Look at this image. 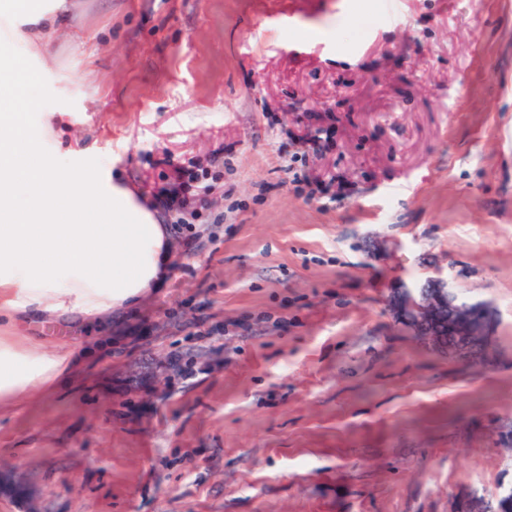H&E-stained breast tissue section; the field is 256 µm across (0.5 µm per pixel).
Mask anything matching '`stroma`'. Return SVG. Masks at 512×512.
Masks as SVG:
<instances>
[{"label": "stroma", "instance_id": "1", "mask_svg": "<svg viewBox=\"0 0 512 512\" xmlns=\"http://www.w3.org/2000/svg\"><path fill=\"white\" fill-rule=\"evenodd\" d=\"M27 88L156 199L162 287L16 314L69 370L0 398V512H492L512 488V0H67ZM496 313L444 353L391 307Z\"/></svg>", "mask_w": 512, "mask_h": 512}]
</instances>
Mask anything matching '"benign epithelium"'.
Listing matches in <instances>:
<instances>
[{
	"label": "benign epithelium",
	"instance_id": "7a95c632",
	"mask_svg": "<svg viewBox=\"0 0 512 512\" xmlns=\"http://www.w3.org/2000/svg\"><path fill=\"white\" fill-rule=\"evenodd\" d=\"M398 318L423 340L452 354L469 353V345L487 346L494 321L492 307L484 302L462 303L448 291V282L430 279V290L416 298L400 294L393 303Z\"/></svg>",
	"mask_w": 512,
	"mask_h": 512
}]
</instances>
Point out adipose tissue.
<instances>
[{
  "mask_svg": "<svg viewBox=\"0 0 512 512\" xmlns=\"http://www.w3.org/2000/svg\"><path fill=\"white\" fill-rule=\"evenodd\" d=\"M0 19L8 40L53 63L61 9L0 0ZM18 77V60L0 52V316H109L166 281L170 227L110 168L62 166L35 143L13 106L22 94ZM74 354L65 348L33 358L0 336V396H27L65 372Z\"/></svg>",
  "mask_w": 512,
  "mask_h": 512,
  "instance_id": "obj_1",
  "label": "adipose tissue"
}]
</instances>
